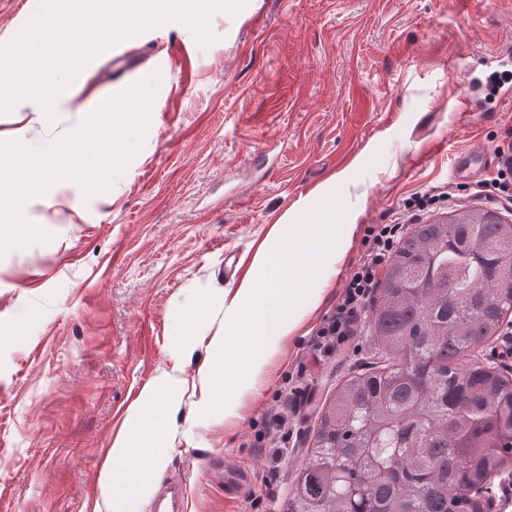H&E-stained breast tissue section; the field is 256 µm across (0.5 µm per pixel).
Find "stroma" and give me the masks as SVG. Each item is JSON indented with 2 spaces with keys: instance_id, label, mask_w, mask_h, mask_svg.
I'll return each mask as SVG.
<instances>
[{
  "instance_id": "obj_1",
  "label": "stroma",
  "mask_w": 512,
  "mask_h": 512,
  "mask_svg": "<svg viewBox=\"0 0 512 512\" xmlns=\"http://www.w3.org/2000/svg\"><path fill=\"white\" fill-rule=\"evenodd\" d=\"M201 47L171 22L128 38L80 73L79 96L60 97L45 126L29 112L0 114V141L17 128L31 143L61 138L100 99L151 73L160 84L140 151L109 191L84 196L62 181L29 200L25 217L52 235L0 258V512H93L102 454L141 389L179 370L185 402L164 477L183 476L185 512H279L318 411L373 355L357 348L322 360L304 328L228 422L189 408L202 360L176 362L177 332L195 334L186 300L237 287L270 228L339 172L336 218L385 221L401 200L437 187L448 210L512 208L456 191L463 151L493 152L512 130V0H248L215 13ZM241 257L224 274V252ZM303 373L299 404L276 392ZM286 420L288 450L266 489V424ZM226 460L248 481L230 498L212 467Z\"/></svg>"
}]
</instances>
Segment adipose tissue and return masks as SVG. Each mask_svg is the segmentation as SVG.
Here are the masks:
<instances>
[{"label": "adipose tissue", "mask_w": 512, "mask_h": 512, "mask_svg": "<svg viewBox=\"0 0 512 512\" xmlns=\"http://www.w3.org/2000/svg\"><path fill=\"white\" fill-rule=\"evenodd\" d=\"M345 179L337 174L279 219L245 279L225 292L217 330L182 347L185 356L199 345L209 354L199 372V397L191 404L195 417L220 407L225 419H242L247 400L259 394L276 359L319 307L357 232L355 221L338 224L320 216L335 204L336 185ZM178 384L170 376L144 386L125 430L106 452L98 494L110 512H143L167 465L171 423L181 407L169 390Z\"/></svg>", "instance_id": "1"}]
</instances>
